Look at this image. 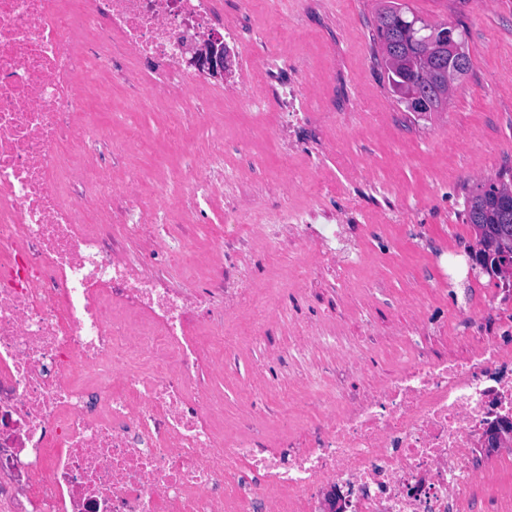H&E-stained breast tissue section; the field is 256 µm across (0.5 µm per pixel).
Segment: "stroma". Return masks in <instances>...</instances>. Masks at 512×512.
I'll use <instances>...</instances> for the list:
<instances>
[{
  "mask_svg": "<svg viewBox=\"0 0 512 512\" xmlns=\"http://www.w3.org/2000/svg\"><path fill=\"white\" fill-rule=\"evenodd\" d=\"M430 23L463 32L472 69L452 92L445 111L418 117L391 93L373 60V25L380 0H301L293 18L275 0H220L244 49L257 34L282 53V80L302 84L332 117L300 130L303 142L327 156L325 171L337 182L327 207L353 224L361 251L379 266L377 279L364 269L340 271L336 285L303 293L287 270H270L282 284L281 303L304 322L334 321L363 343L378 329L410 327L405 302H419L442 333L459 338L481 322L493 293L490 276L471 285L448 284L433 263L439 251L476 246L464 223L468 193L498 174L512 171V0H404ZM249 87L224 80V166L226 170L287 171L314 179L299 156L285 155L273 129L275 115L251 143L242 137L254 121L241 100ZM135 106V122L157 125L162 116L150 85L133 95L112 91L111 112ZM250 203L253 221L281 203L301 209L311 199L266 192L258 178L229 184Z\"/></svg>",
  "mask_w": 512,
  "mask_h": 512,
  "instance_id": "1",
  "label": "stroma"
}]
</instances>
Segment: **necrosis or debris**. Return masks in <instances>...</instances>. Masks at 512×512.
<instances>
[{"label": "necrosis or debris", "instance_id": "4bbe7bcc", "mask_svg": "<svg viewBox=\"0 0 512 512\" xmlns=\"http://www.w3.org/2000/svg\"><path fill=\"white\" fill-rule=\"evenodd\" d=\"M206 29L236 36L217 0H0V512H460L477 449L512 446V329L435 349L421 322L357 347L256 295L241 255L307 284L336 275L354 240L316 206L251 222L220 190L223 129L190 153V104L215 90L184 59ZM233 56L261 88L286 63ZM116 83L152 84L165 123L113 138L86 102L111 109ZM273 101L277 137L314 167L296 130L315 99L285 84ZM158 140L188 154L176 175L141 165ZM101 142L120 165H102ZM199 196L222 201L220 233L199 223ZM176 200L171 223L161 204ZM159 257L185 283L150 267ZM275 330L307 374L268 377ZM379 346L396 372L346 389L337 362ZM244 353L248 397L228 417L215 377Z\"/></svg>", "mask_w": 512, "mask_h": 512}]
</instances>
